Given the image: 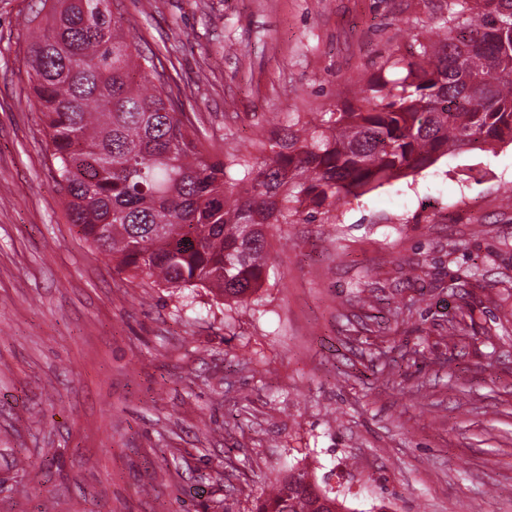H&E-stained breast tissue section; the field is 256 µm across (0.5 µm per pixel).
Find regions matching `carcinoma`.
I'll return each mask as SVG.
<instances>
[{
    "instance_id": "cac0c4a2",
    "label": "carcinoma",
    "mask_w": 512,
    "mask_h": 512,
    "mask_svg": "<svg viewBox=\"0 0 512 512\" xmlns=\"http://www.w3.org/2000/svg\"><path fill=\"white\" fill-rule=\"evenodd\" d=\"M32 89L68 218L116 269L243 303L263 286L272 224L422 169L512 142V0H448L442 37L386 62L331 124L215 155L161 64L112 0H42L27 22ZM304 468L255 512H323Z\"/></svg>"
}]
</instances>
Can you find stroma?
Listing matches in <instances>:
<instances>
[{
    "instance_id": "1",
    "label": "stroma",
    "mask_w": 512,
    "mask_h": 512,
    "mask_svg": "<svg viewBox=\"0 0 512 512\" xmlns=\"http://www.w3.org/2000/svg\"><path fill=\"white\" fill-rule=\"evenodd\" d=\"M37 5L0 0V512H251L292 465L347 512H512V143L273 227L246 303L180 297L68 222L29 81ZM122 8L218 154L340 111L448 16V0Z\"/></svg>"
}]
</instances>
